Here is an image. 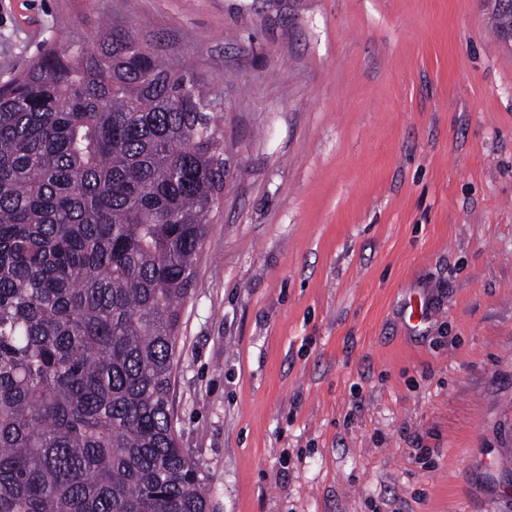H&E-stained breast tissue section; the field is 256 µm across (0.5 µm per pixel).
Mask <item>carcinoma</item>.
Here are the masks:
<instances>
[{
    "label": "carcinoma",
    "instance_id": "1",
    "mask_svg": "<svg viewBox=\"0 0 512 512\" xmlns=\"http://www.w3.org/2000/svg\"><path fill=\"white\" fill-rule=\"evenodd\" d=\"M210 109L117 27L0 86V512H208L169 393L224 188Z\"/></svg>",
    "mask_w": 512,
    "mask_h": 512
}]
</instances>
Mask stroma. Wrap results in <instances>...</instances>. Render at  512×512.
Listing matches in <instances>:
<instances>
[{"label":"stroma","instance_id":"stroma-1","mask_svg":"<svg viewBox=\"0 0 512 512\" xmlns=\"http://www.w3.org/2000/svg\"><path fill=\"white\" fill-rule=\"evenodd\" d=\"M487 0H0V85L117 24L228 173L170 397L208 512H512V42Z\"/></svg>","mask_w":512,"mask_h":512}]
</instances>
